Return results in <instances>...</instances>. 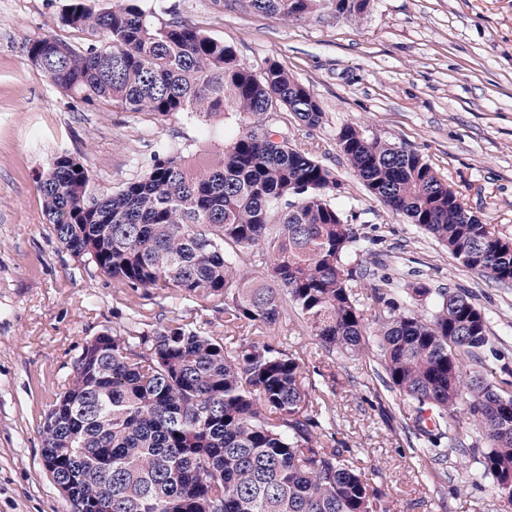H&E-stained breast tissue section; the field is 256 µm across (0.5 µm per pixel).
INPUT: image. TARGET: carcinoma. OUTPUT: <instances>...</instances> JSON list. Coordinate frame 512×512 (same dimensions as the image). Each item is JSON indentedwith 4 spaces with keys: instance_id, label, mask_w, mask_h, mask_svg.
Masks as SVG:
<instances>
[{
    "instance_id": "carcinoma-1",
    "label": "carcinoma",
    "mask_w": 512,
    "mask_h": 512,
    "mask_svg": "<svg viewBox=\"0 0 512 512\" xmlns=\"http://www.w3.org/2000/svg\"><path fill=\"white\" fill-rule=\"evenodd\" d=\"M363 14L369 0H336ZM263 14L307 20L322 0H250ZM63 26L89 31L84 48L49 36L31 63L65 94L132 112L186 114L205 124L232 112L224 152L202 168L176 148L146 174L98 191L68 152L37 181L59 243L128 288H174L224 298L223 340L182 324L87 344L42 428L43 459L71 488L72 512H389L384 494L336 439L335 412L311 397L305 362L266 328L286 316L329 355L376 352L384 386L412 404L429 452L465 447L467 419L486 444L480 479L512 493V380L467 371L489 342L485 315L464 291L393 285L368 269L372 239L360 215L331 198L342 182L314 156L273 142L256 116L286 109L315 127L323 113L278 62L261 72L188 23L156 25L140 0H69ZM337 142L368 192L432 234L469 269L512 282V241L491 232L418 153L342 126ZM371 281L366 290L361 283ZM432 425H427V422Z\"/></svg>"
}]
</instances>
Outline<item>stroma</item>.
Wrapping results in <instances>:
<instances>
[{"label": "stroma", "instance_id": "1", "mask_svg": "<svg viewBox=\"0 0 512 512\" xmlns=\"http://www.w3.org/2000/svg\"><path fill=\"white\" fill-rule=\"evenodd\" d=\"M67 0H0V512H71L42 466L41 427L74 363L95 336L153 333L175 323L224 337V301L175 290L116 287L94 264L58 243L36 181L68 152L101 190L142 177L154 154L177 147L202 164L224 146L225 125L182 114L89 105L59 91L27 57L47 36L76 47L88 32L64 27ZM157 24L185 22L235 48L254 70L278 62L313 92L319 126L274 112L268 124L342 180V209H355L376 238L385 272L431 289L468 292L489 321L476 369L512 371V283L464 266L428 234L393 215L354 177L337 144L346 124L415 150L495 234L512 239V0H370L359 17L324 0L318 17L288 21L248 0H141ZM267 335L308 364L316 396L336 412L338 439L357 454L390 512H512L489 481L473 483L481 451L444 448L420 456L405 431L410 415L386 390L375 358L325 353L297 322Z\"/></svg>", "mask_w": 512, "mask_h": 512}]
</instances>
